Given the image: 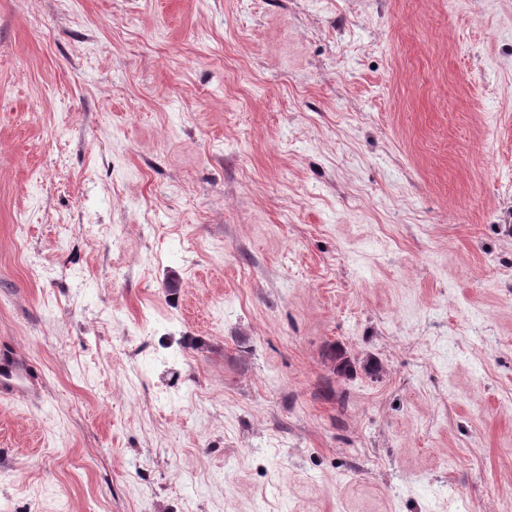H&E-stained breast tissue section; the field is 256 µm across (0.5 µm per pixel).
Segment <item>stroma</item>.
Masks as SVG:
<instances>
[{
	"label": "stroma",
	"instance_id": "stroma-1",
	"mask_svg": "<svg viewBox=\"0 0 512 512\" xmlns=\"http://www.w3.org/2000/svg\"><path fill=\"white\" fill-rule=\"evenodd\" d=\"M1 355L0 512H512V0H0ZM0 394H16L30 401L38 398L39 385L28 363L22 360L0 363Z\"/></svg>",
	"mask_w": 512,
	"mask_h": 512
}]
</instances>
